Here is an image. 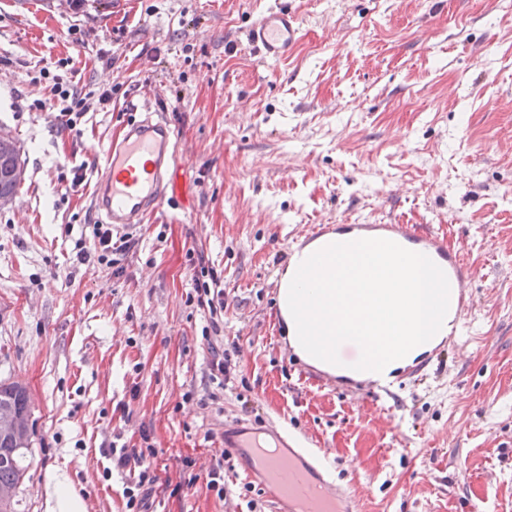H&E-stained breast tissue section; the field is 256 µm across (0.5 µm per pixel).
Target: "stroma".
<instances>
[{
	"label": "stroma",
	"instance_id": "stroma-1",
	"mask_svg": "<svg viewBox=\"0 0 512 512\" xmlns=\"http://www.w3.org/2000/svg\"><path fill=\"white\" fill-rule=\"evenodd\" d=\"M285 6L301 37L263 58L246 32ZM0 0V131L26 169L0 209V382L28 392L18 512H50L57 479L86 512H129L114 438L152 444L148 512H274L240 467L205 477L224 424L288 425L320 448L361 512H512V0ZM113 89L80 136L53 132L41 67ZM178 133L186 210L160 206L110 267L74 266L98 215L103 154L136 109ZM85 180L67 200L62 167ZM416 224L446 236L473 306L454 345L400 373L380 411L356 381L291 352L276 305L289 249L314 224ZM203 253L224 323L189 303ZM227 351L229 382L212 380Z\"/></svg>",
	"mask_w": 512,
	"mask_h": 512
}]
</instances>
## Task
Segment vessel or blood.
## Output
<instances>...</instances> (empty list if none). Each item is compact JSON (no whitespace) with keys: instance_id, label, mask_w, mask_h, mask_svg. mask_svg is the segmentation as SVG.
Returning <instances> with one entry per match:
<instances>
[{"instance_id":"b4317fda","label":"vessel or blood","mask_w":512,"mask_h":512,"mask_svg":"<svg viewBox=\"0 0 512 512\" xmlns=\"http://www.w3.org/2000/svg\"><path fill=\"white\" fill-rule=\"evenodd\" d=\"M249 42L269 59L286 58L300 40L295 15L284 7L269 10L248 31ZM176 133L156 113H144L124 126L104 153V175L94 195L101 223L129 228L159 206H185L175 169ZM352 239L383 238L428 256L446 274L454 294L455 314L471 307L468 270L460 252L439 235L420 233L404 224H352ZM275 451L263 458L260 475L276 512H359V500L340 487L325 459L294 445L287 432H274ZM258 444L257 431L246 422L224 425V448L248 459Z\"/></svg>"}]
</instances>
